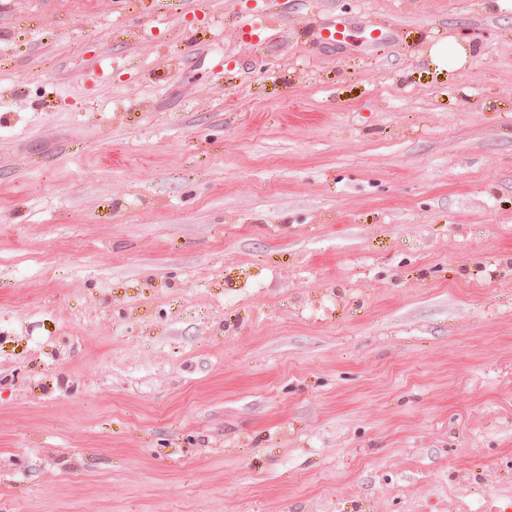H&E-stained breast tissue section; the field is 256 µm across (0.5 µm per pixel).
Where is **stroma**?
<instances>
[{"label":"stroma","mask_w":512,"mask_h":512,"mask_svg":"<svg viewBox=\"0 0 512 512\" xmlns=\"http://www.w3.org/2000/svg\"><path fill=\"white\" fill-rule=\"evenodd\" d=\"M184 2L0 13V512L512 487V0ZM462 49L457 39H448L447 41L438 42L430 51V58L439 67L448 68L460 61V53Z\"/></svg>","instance_id":"stroma-1"}]
</instances>
